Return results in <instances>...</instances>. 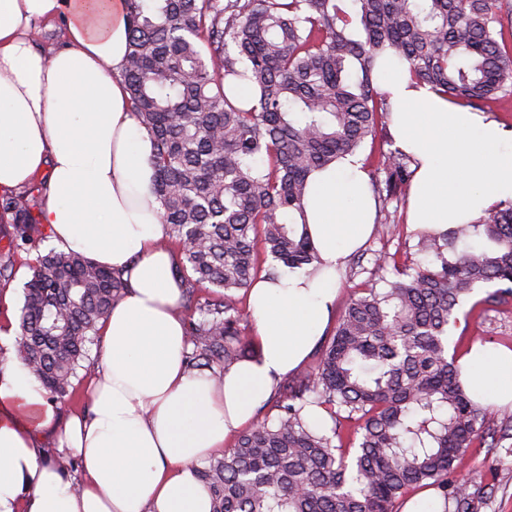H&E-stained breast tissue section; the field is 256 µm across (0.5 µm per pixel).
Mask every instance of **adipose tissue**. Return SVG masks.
I'll use <instances>...</instances> for the list:
<instances>
[{"label": "adipose tissue", "mask_w": 512, "mask_h": 512, "mask_svg": "<svg viewBox=\"0 0 512 512\" xmlns=\"http://www.w3.org/2000/svg\"><path fill=\"white\" fill-rule=\"evenodd\" d=\"M89 0H0V190L46 177L39 214L60 249L126 268L123 300L102 321L90 415H73L61 456L81 463L78 484L44 461L39 445L55 412L23 363L0 378V512H211L195 471L253 425L277 381L324 335L336 269L371 233L375 202L358 156L312 173L304 201L320 268L257 281L248 296L257 357L233 364L222 384L184 366L181 284L153 192V143L119 73L124 0H109L94 28ZM67 18V47L33 49L35 21ZM400 149L413 160L408 221L440 232L512 200V138L484 112L451 104L415 83L392 57L376 69ZM462 381L475 399L512 405V350L471 347Z\"/></svg>", "instance_id": "ef3b65f1"}]
</instances>
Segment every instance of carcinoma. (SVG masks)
Returning <instances> with one entry per match:
<instances>
[{"label": "carcinoma", "mask_w": 512, "mask_h": 512, "mask_svg": "<svg viewBox=\"0 0 512 512\" xmlns=\"http://www.w3.org/2000/svg\"><path fill=\"white\" fill-rule=\"evenodd\" d=\"M127 54L120 77L153 141L154 193L165 238L178 248L173 275L195 314L186 325V368L216 381L250 357L249 314L239 292L266 273L320 263L298 223L309 175L357 153L389 118L373 85L393 55L411 79L482 109L512 97V0H125ZM253 91L242 107L225 81ZM378 202L409 189V157L382 154ZM42 178L0 194L10 224L0 253L42 236ZM424 265L380 250L314 366L279 385L264 418L219 458L197 468L212 512H393L422 487L444 512H479L483 492L456 475L486 438H512L467 393L450 327L475 290L485 310L512 302V200L445 233L414 231ZM23 286L19 358L63 404L101 321L123 298V271L73 251L37 253ZM219 289L214 301L201 295ZM329 414L331 434L306 420Z\"/></svg>", "instance_id": "carcinoma-1"}]
</instances>
